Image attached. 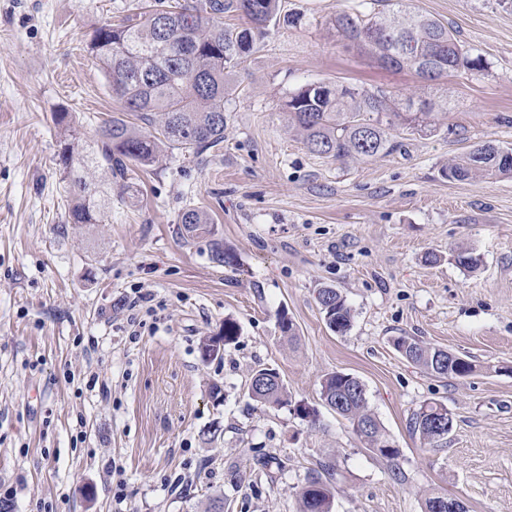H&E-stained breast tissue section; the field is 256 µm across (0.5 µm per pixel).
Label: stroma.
<instances>
[{"label":"stroma","mask_w":512,"mask_h":512,"mask_svg":"<svg viewBox=\"0 0 512 512\" xmlns=\"http://www.w3.org/2000/svg\"><path fill=\"white\" fill-rule=\"evenodd\" d=\"M136 2L0 0V501L206 512L220 495L226 512H297L306 477L329 464L333 512H423L428 491L468 512H512V178L442 174L477 144L512 148V0H411L483 58V70L433 82L381 68L332 26L337 11L373 14L381 0H284L298 21L272 28L232 79L220 148L132 167L135 195L113 184L103 223L70 225L54 115L70 113L87 141L120 115L90 42ZM310 81L446 97L451 109L434 130L393 131L389 153L342 163L288 130L282 104ZM189 209L210 215L236 267L185 241ZM456 249L480 267L457 266ZM324 286L347 298L346 334L325 322ZM140 291L152 299L133 305ZM282 312L295 343L281 337ZM228 318L236 343L202 359V337ZM398 336L477 370L428 375L395 350ZM264 367L288 405L248 398ZM336 371L364 384L394 461L322 403ZM426 401L453 417L437 448L408 424Z\"/></svg>","instance_id":"stroma-1"}]
</instances>
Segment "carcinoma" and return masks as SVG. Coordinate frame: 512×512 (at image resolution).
I'll list each match as a JSON object with an SVG mask.
<instances>
[{"label": "carcinoma", "mask_w": 512, "mask_h": 512, "mask_svg": "<svg viewBox=\"0 0 512 512\" xmlns=\"http://www.w3.org/2000/svg\"><path fill=\"white\" fill-rule=\"evenodd\" d=\"M282 0H154L143 12H133L114 26H100L90 44L101 64L112 96L123 111L141 124L112 117L100 126L98 139L89 147L91 161L78 151L79 132L68 113L54 116L58 126V165L68 184L67 223L57 226L63 235L69 224H100L102 187L120 182L131 192L130 164L148 167L168 150L201 156L224 142V95L229 79L243 68L268 37L270 25L281 18ZM386 8L364 19L345 11L336 12V32L351 44L372 54L385 68L413 70L426 81H435L459 70H480L483 59L473 55L443 22L409 7V0H384ZM166 21L170 44L159 46L160 32L152 24L155 16ZM234 17L238 24H226ZM307 82L288 93L284 102L288 123L313 153L336 161H363L386 154L396 147L389 130L432 126L437 115L448 111L446 99L425 102L414 111L413 102L399 96L371 91L363 86L327 85ZM450 179L480 177L512 178V148L487 142L454 160L443 171ZM181 223L186 240L209 238L211 258L224 266H235L234 250L216 237L208 214L189 209ZM318 303L329 329L347 332L351 308L336 288L318 291ZM239 335L236 321L224 320L222 330L203 338L201 349ZM407 360L436 377L464 378L476 371L470 359L451 361L448 351L410 336L393 341ZM321 396L326 405L350 425L365 424L358 434L364 447L391 460L398 449L388 439L368 406L366 389L354 376L340 372L325 375ZM248 397L263 406L288 403L279 374L270 368L253 372ZM448 412L439 403H426L413 412L410 428L425 443L434 445L448 437L430 424V416ZM332 466L309 475L299 493V512H332L334 493L330 483ZM424 512H448V495L431 493Z\"/></svg>", "instance_id": "1"}]
</instances>
